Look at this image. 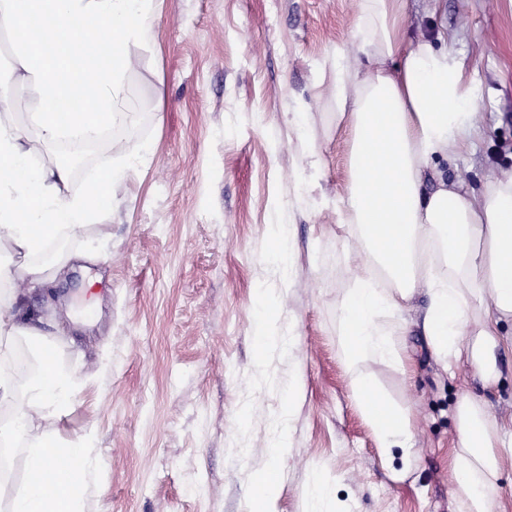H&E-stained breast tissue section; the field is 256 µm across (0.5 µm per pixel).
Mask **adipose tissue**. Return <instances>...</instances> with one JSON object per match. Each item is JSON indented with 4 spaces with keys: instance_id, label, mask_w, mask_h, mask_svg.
<instances>
[{
    "instance_id": "ef3b65f1",
    "label": "adipose tissue",
    "mask_w": 512,
    "mask_h": 512,
    "mask_svg": "<svg viewBox=\"0 0 512 512\" xmlns=\"http://www.w3.org/2000/svg\"><path fill=\"white\" fill-rule=\"evenodd\" d=\"M407 0H362L358 59L336 48L325 63L332 77L339 121L351 136L350 188L334 203L341 223L354 225L372 256L338 303L347 339L345 370L364 418L383 452L411 457L410 412L384 398L364 377L371 362L402 365L403 311L418 292L426 342L445 367L468 362L483 383L498 377L500 354L512 353V173L488 179L471 194L449 179L439 159L464 152L476 132L474 93L447 48L426 36L405 38ZM34 149L16 130L0 126V282L44 286L62 261L29 263L62 235L79 234L114 196L123 169L69 190L60 162L34 163ZM76 379L43 366L14 419L0 425V444L25 437L29 463L55 472L46 487L26 486L0 512H80L81 470L92 449H78V465L61 464L59 442L41 421L69 410ZM451 452L454 512H512L496 496L504 460L512 459V419L491 415L487 404L461 396Z\"/></svg>"
}]
</instances>
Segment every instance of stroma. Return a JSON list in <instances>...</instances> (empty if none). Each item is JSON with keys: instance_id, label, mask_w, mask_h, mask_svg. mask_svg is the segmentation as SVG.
<instances>
[{"instance_id": "obj_1", "label": "stroma", "mask_w": 512, "mask_h": 512, "mask_svg": "<svg viewBox=\"0 0 512 512\" xmlns=\"http://www.w3.org/2000/svg\"><path fill=\"white\" fill-rule=\"evenodd\" d=\"M357 20L358 0H154L124 83L150 150L64 239L65 274L19 293L79 384L72 409L41 424L94 450L82 512H248L270 471L271 512H306L316 480L339 512H451L457 399L512 416V356L488 388L470 365L444 370L419 327L421 294L406 315L407 371L366 370L414 415L410 462L382 456L357 406L338 302L370 255L331 205L349 187L350 134L323 67L336 46H357ZM406 32L442 36L474 89L480 133L449 176L476 190L512 172V0H407ZM0 93L15 101L0 123L36 138L37 97L8 58ZM280 231L286 271L270 257ZM266 295L290 351L256 337Z\"/></svg>"}]
</instances>
